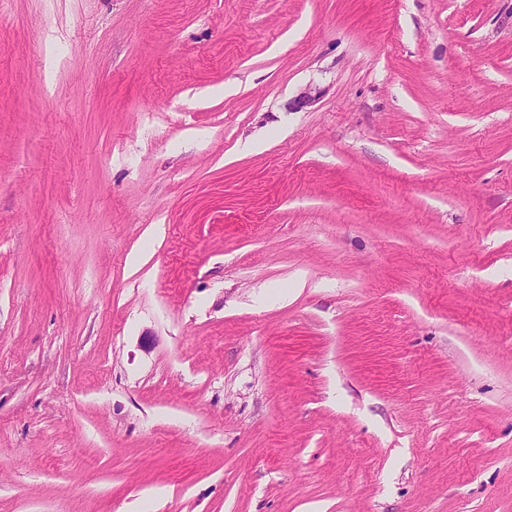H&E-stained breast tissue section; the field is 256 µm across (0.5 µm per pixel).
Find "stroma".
<instances>
[{
	"mask_svg": "<svg viewBox=\"0 0 512 512\" xmlns=\"http://www.w3.org/2000/svg\"><path fill=\"white\" fill-rule=\"evenodd\" d=\"M0 512H512V0H0Z\"/></svg>",
	"mask_w": 512,
	"mask_h": 512,
	"instance_id": "obj_1",
	"label": "stroma"
}]
</instances>
